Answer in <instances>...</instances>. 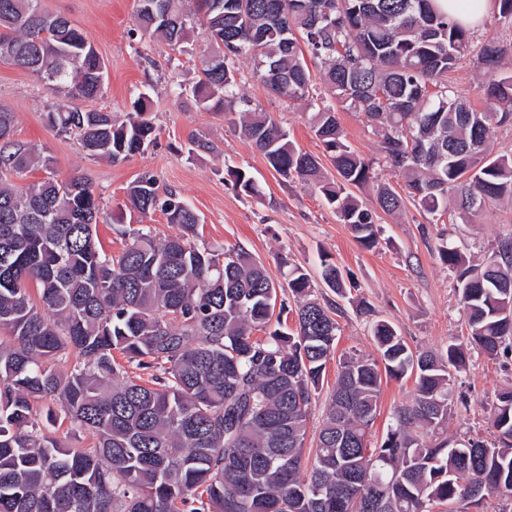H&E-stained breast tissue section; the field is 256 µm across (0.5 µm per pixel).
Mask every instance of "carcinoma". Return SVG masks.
Returning a JSON list of instances; mask_svg holds the SVG:
<instances>
[{
  "label": "carcinoma",
  "instance_id": "cac0c4a2",
  "mask_svg": "<svg viewBox=\"0 0 512 512\" xmlns=\"http://www.w3.org/2000/svg\"><path fill=\"white\" fill-rule=\"evenodd\" d=\"M143 35L172 50L202 32L212 66L189 93L206 112H222L270 168L317 192L363 248L379 244L375 209L347 190L374 179L370 161L346 144L336 108L364 114L404 192L377 187L375 205L399 212L405 200L430 215L450 205L471 213L512 200V154L491 155L496 128L512 122V76L504 54L482 45L487 80L480 111L448 88L446 77L470 49L469 28L434 0H136ZM320 67L330 103L309 121L335 171L297 147L288 130L251 107L237 80L240 60L274 95L308 98ZM32 72L57 94L94 101L107 66L71 22L42 0H0V59ZM94 158L124 161L156 144L150 95L126 120L80 107L46 113ZM14 115L0 109V512H453L459 500L512 498V388L495 395V440L451 438L443 424L454 403L465 345L491 358L512 353V237L479 265L445 247L458 273L466 344L446 354L410 350L396 327L375 320L377 356L339 361L336 384L304 465L312 397L336 348L337 303L313 297L304 268L288 265L296 328L274 313L277 284L241 249L199 247L200 220L177 193L142 173L127 188L132 207L162 213L179 233L149 226L128 233L118 259L97 238L101 206L83 177L60 179L41 150L13 138ZM39 166L49 176L18 185ZM246 193L255 181L232 168ZM320 278L347 293L341 269L324 259ZM266 336L258 338L255 333ZM120 352L147 374L141 384L116 362ZM61 362L69 371L55 369ZM415 377L409 404L377 447L369 436L382 376ZM49 397L89 448H69L43 432L35 400ZM200 506H194V503Z\"/></svg>",
  "mask_w": 512,
  "mask_h": 512
}]
</instances>
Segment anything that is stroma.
<instances>
[{
	"label": "stroma",
	"instance_id": "1",
	"mask_svg": "<svg viewBox=\"0 0 512 512\" xmlns=\"http://www.w3.org/2000/svg\"><path fill=\"white\" fill-rule=\"evenodd\" d=\"M43 5L75 24L108 67L105 92L93 101V108L120 120L139 93L149 92L154 100L160 129L157 145L120 163L95 160L72 137L48 125L46 113L61 105L62 97L46 90L29 72L0 61V108L15 116V139L37 145L51 156L60 177L81 176L95 186L102 203L97 234L108 253L119 256L128 242V231L144 224L160 238L176 231L162 214L146 218L130 206L126 189L148 170L161 187L179 193L199 214L201 245L245 250L277 281L282 278V261L300 265L313 278L321 299L332 296L318 279L321 255H329L350 274L354 287L340 302L335 357L327 363L323 385L309 406L306 455L314 453L339 358L354 351L375 352L372 319L393 323L415 352L441 354L449 344L463 340L466 326L457 277L442 263L439 251L446 245L455 247L471 263H480L496 250L501 238L512 234V203L503 201L470 214L440 217L420 211L409 201L399 215H378L380 243L364 249L317 193L301 182L282 181L223 113L199 109L190 99L172 92L170 77L186 86L196 81L206 48L203 38H196L185 53L177 55L161 40L140 37L133 19L135 0H43ZM490 40L505 49L502 71L512 72V24L499 20L493 8L472 28L469 53L448 74L449 88L477 109L482 106L477 88L482 68L477 53ZM252 67L246 59L239 66L242 91L287 128L298 147L324 157L310 128L308 103L274 98L251 80ZM338 118L351 148L373 160L377 184L403 189L401 177L384 162L365 115L342 111ZM195 135L209 140L213 151L190 153V139ZM234 167L253 177L258 194H244L227 180V169ZM361 303L372 308V316L359 314ZM509 386L512 355L491 359L471 351L466 369L454 380L455 394L466 396L468 403L453 405L448 435L493 440L495 395ZM413 390L412 377L383 379L372 442L381 443L395 410L410 402Z\"/></svg>",
	"mask_w": 512,
	"mask_h": 512
}]
</instances>
